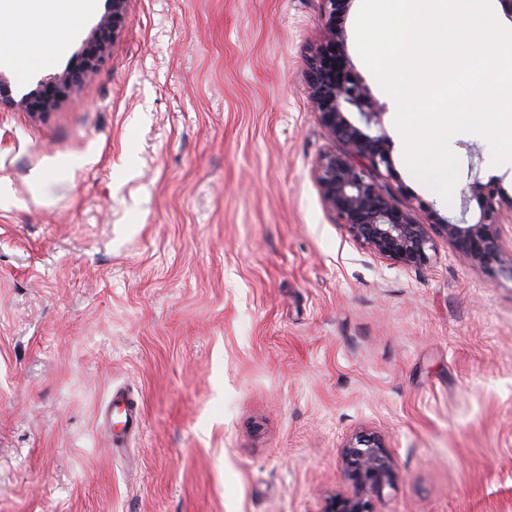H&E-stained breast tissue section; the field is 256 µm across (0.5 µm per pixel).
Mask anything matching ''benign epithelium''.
<instances>
[{
    "mask_svg": "<svg viewBox=\"0 0 512 512\" xmlns=\"http://www.w3.org/2000/svg\"><path fill=\"white\" fill-rule=\"evenodd\" d=\"M329 20L323 41L308 61L307 85L311 105L329 136L340 142V152L327 151L315 164L313 177L327 210L336 223L344 225L352 238L371 254L402 268H418L430 260L434 237L448 241L456 254L468 264L487 271L509 272L512 258H503L500 229L512 224V200H503L494 183L482 187L480 217L470 223L466 218L419 224L411 208L401 204L386 185L370 176L392 168V144L384 132V107L373 100L368 89L353 81L341 84L333 79L327 62L328 50L343 41L336 27V13L346 10L352 0H323ZM127 0H108L106 14L91 35L90 46L74 69L48 78L59 94L17 100L0 93V107L50 112L67 99L74 87L92 74L104 61L109 40L126 20ZM343 489L330 494L321 512H378L376 502L398 477L397 464L382 436L358 432L340 449Z\"/></svg>",
    "mask_w": 512,
    "mask_h": 512,
    "instance_id": "7a95c632",
    "label": "benign epithelium"
}]
</instances>
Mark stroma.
<instances>
[{"mask_svg": "<svg viewBox=\"0 0 512 512\" xmlns=\"http://www.w3.org/2000/svg\"><path fill=\"white\" fill-rule=\"evenodd\" d=\"M337 15L347 72L385 104L392 174L420 223L512 161L452 140L451 201L404 162L393 99ZM97 72L51 112L0 110V512H320L338 453L380 433L378 512H512V275L442 238L401 268L335 223L313 168L340 150L310 103L321 0H128ZM64 53L14 96L78 62ZM129 387L143 428L96 427Z\"/></svg>", "mask_w": 512, "mask_h": 512, "instance_id": "1", "label": "stroma"}]
</instances>
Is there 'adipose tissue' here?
Returning <instances> with one entry per match:
<instances>
[{
    "label": "adipose tissue",
    "instance_id": "ef3b65f1",
    "mask_svg": "<svg viewBox=\"0 0 512 512\" xmlns=\"http://www.w3.org/2000/svg\"><path fill=\"white\" fill-rule=\"evenodd\" d=\"M90 0H7L0 7V44L15 51L16 66L29 72L43 62L55 60L65 49L64 42L25 26L26 18L77 29Z\"/></svg>",
    "mask_w": 512,
    "mask_h": 512
}]
</instances>
